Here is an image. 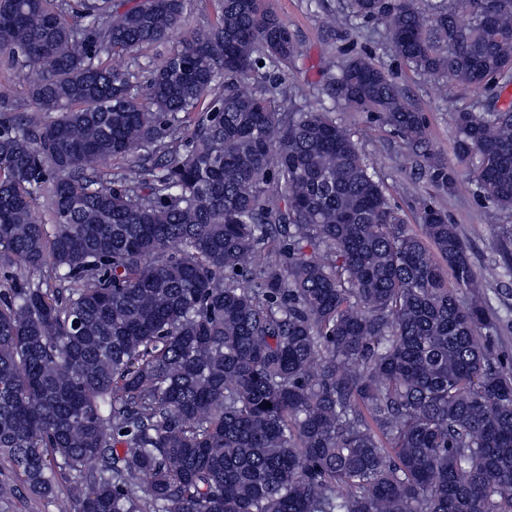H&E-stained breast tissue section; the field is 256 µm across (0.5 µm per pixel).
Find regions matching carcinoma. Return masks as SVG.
<instances>
[{
    "label": "carcinoma",
    "mask_w": 512,
    "mask_h": 512,
    "mask_svg": "<svg viewBox=\"0 0 512 512\" xmlns=\"http://www.w3.org/2000/svg\"><path fill=\"white\" fill-rule=\"evenodd\" d=\"M186 9L0 0L36 105L0 119V456L42 496L71 476L56 512H512L484 278L437 208L408 232L336 118L376 112L424 159L420 113L364 56L324 74L332 106L279 112L262 68L297 42L265 0H221L143 79L112 65ZM345 10L427 77L512 85V0ZM499 99L454 117L494 214L512 212Z\"/></svg>",
    "instance_id": "1"
}]
</instances>
